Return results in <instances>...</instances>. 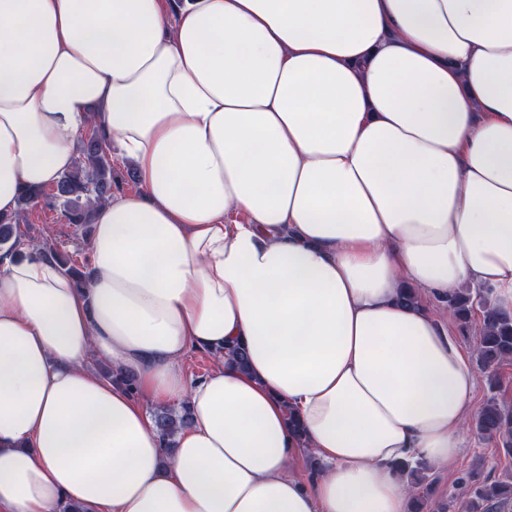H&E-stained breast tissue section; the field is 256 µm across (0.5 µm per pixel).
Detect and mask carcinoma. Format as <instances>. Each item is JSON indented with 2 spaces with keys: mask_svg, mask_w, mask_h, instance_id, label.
Wrapping results in <instances>:
<instances>
[{
  "mask_svg": "<svg viewBox=\"0 0 512 512\" xmlns=\"http://www.w3.org/2000/svg\"><path fill=\"white\" fill-rule=\"evenodd\" d=\"M105 137L95 125L89 126L81 138L79 156L71 170L64 173L55 184L52 199L63 208L70 223L90 224L94 220L92 202L112 197V166L106 153ZM23 241L17 219L0 218V251L4 255L19 256ZM58 266L71 277L75 285L84 287L89 271L80 266L68 253L52 251ZM446 307L454 319L466 328L475 312L482 313L478 328L476 363L479 370L489 377H497L502 366L512 362V314L501 311L494 301L490 287L459 288L448 294ZM163 447L169 448L176 434L189 424L186 406L176 410L163 408L154 414ZM471 428L481 438L501 443L504 452L512 455V408L494 399L486 401L474 417ZM430 466L423 461L403 463L401 476L415 490V512L429 500L431 489L426 483ZM464 512H496L505 509L512 500V489L497 481L480 478L476 472L459 479ZM458 495L452 493L438 508V512H455Z\"/></svg>",
  "mask_w": 512,
  "mask_h": 512,
  "instance_id": "cac0c4a2",
  "label": "carcinoma"
}]
</instances>
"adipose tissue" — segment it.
<instances>
[{
    "label": "adipose tissue",
    "instance_id": "adipose-tissue-1",
    "mask_svg": "<svg viewBox=\"0 0 512 512\" xmlns=\"http://www.w3.org/2000/svg\"><path fill=\"white\" fill-rule=\"evenodd\" d=\"M92 121L141 191L85 288L0 259V512H410L397 464L454 461L476 385L424 299L512 313V0H0L1 214ZM213 365V357L209 352L192 350L184 358L183 369L191 379L203 377ZM154 418L163 447L166 448L172 446L176 434L189 424V412L184 405L179 410L163 408L155 412Z\"/></svg>",
    "mask_w": 512,
    "mask_h": 512
}]
</instances>
